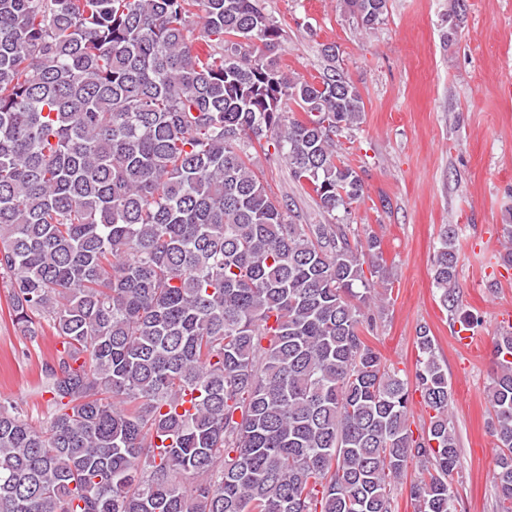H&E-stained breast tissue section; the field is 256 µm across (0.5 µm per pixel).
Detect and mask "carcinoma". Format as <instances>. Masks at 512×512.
<instances>
[{
    "label": "carcinoma",
    "mask_w": 512,
    "mask_h": 512,
    "mask_svg": "<svg viewBox=\"0 0 512 512\" xmlns=\"http://www.w3.org/2000/svg\"><path fill=\"white\" fill-rule=\"evenodd\" d=\"M344 4L365 32L387 12ZM283 52L261 0H0V284L22 336L61 344L42 421L0 401V512H396L406 481L414 512H457L436 338L416 330L412 381L371 345L393 275L336 218L364 193L335 140L362 96ZM255 143L326 223L270 195ZM459 262L448 224L433 280L452 322ZM493 357L512 512V327Z\"/></svg>",
    "instance_id": "1"
}]
</instances>
